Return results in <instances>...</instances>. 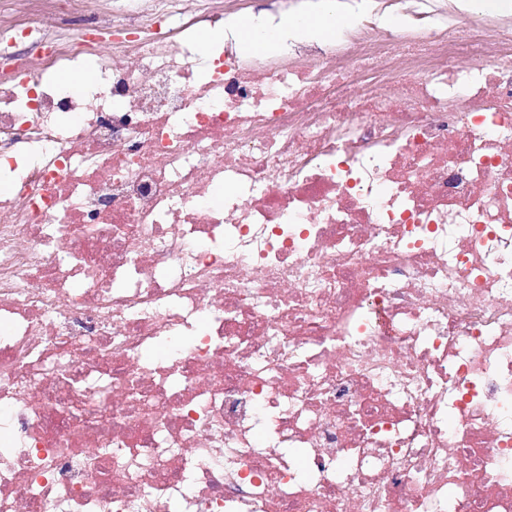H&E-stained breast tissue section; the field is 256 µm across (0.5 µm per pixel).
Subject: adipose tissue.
<instances>
[{"mask_svg": "<svg viewBox=\"0 0 512 512\" xmlns=\"http://www.w3.org/2000/svg\"><path fill=\"white\" fill-rule=\"evenodd\" d=\"M348 13L337 10L329 4L308 15L289 16L287 24H279L273 20H241L230 23L227 33L238 45L254 42L261 51L271 52L287 48L289 38H301L308 42H326L340 32Z\"/></svg>", "mask_w": 512, "mask_h": 512, "instance_id": "adipose-tissue-1", "label": "adipose tissue"}]
</instances>
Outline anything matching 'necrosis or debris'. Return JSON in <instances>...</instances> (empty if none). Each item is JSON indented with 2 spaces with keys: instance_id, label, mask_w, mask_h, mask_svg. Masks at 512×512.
I'll return each instance as SVG.
<instances>
[{
  "instance_id": "obj_1",
  "label": "necrosis or debris",
  "mask_w": 512,
  "mask_h": 512,
  "mask_svg": "<svg viewBox=\"0 0 512 512\" xmlns=\"http://www.w3.org/2000/svg\"><path fill=\"white\" fill-rule=\"evenodd\" d=\"M94 2L0 25V512H512V26L201 64L223 0Z\"/></svg>"
}]
</instances>
